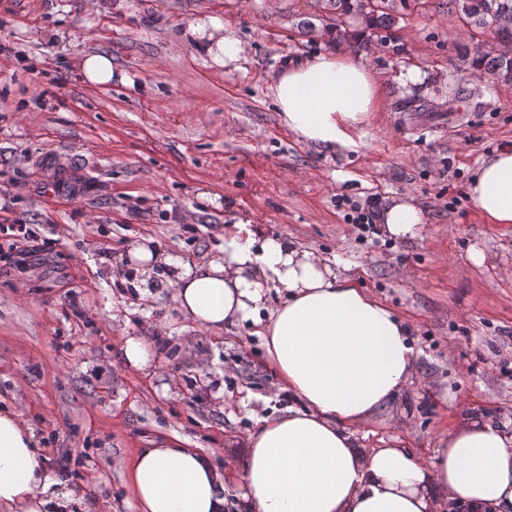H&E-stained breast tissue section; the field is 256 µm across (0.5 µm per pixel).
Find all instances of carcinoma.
Listing matches in <instances>:
<instances>
[{"instance_id": "1", "label": "carcinoma", "mask_w": 512, "mask_h": 512, "mask_svg": "<svg viewBox=\"0 0 512 512\" xmlns=\"http://www.w3.org/2000/svg\"><path fill=\"white\" fill-rule=\"evenodd\" d=\"M419 0H320L328 17L336 18L334 28L341 37L344 19H362L365 27L378 35L390 32L401 16ZM448 8L460 10L471 29L493 33L502 50L495 56L481 55L484 69L497 79L512 81V0H448Z\"/></svg>"}]
</instances>
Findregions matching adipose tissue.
Instances as JSON below:
<instances>
[{
  "instance_id": "adipose-tissue-1",
  "label": "adipose tissue",
  "mask_w": 512,
  "mask_h": 512,
  "mask_svg": "<svg viewBox=\"0 0 512 512\" xmlns=\"http://www.w3.org/2000/svg\"><path fill=\"white\" fill-rule=\"evenodd\" d=\"M283 124L305 143L355 148L379 104L376 79L351 56L318 54L288 65L272 86ZM472 208L512 224V148L483 158L468 184ZM421 209L407 198L384 210L385 229L416 237ZM132 257L143 288L157 264L172 268L175 298L193 324L219 335L260 320L268 360L299 401L260 418L242 479L246 512H512V431L475 420L451 430L430 463L406 448L359 450L354 430L394 400L412 375L408 330L329 261L239 223L224 230V256L196 268L143 244ZM283 302L261 317L265 285ZM137 512H224V476L180 438L140 451L129 473ZM31 427L0 409V512H49L60 499Z\"/></svg>"
}]
</instances>
